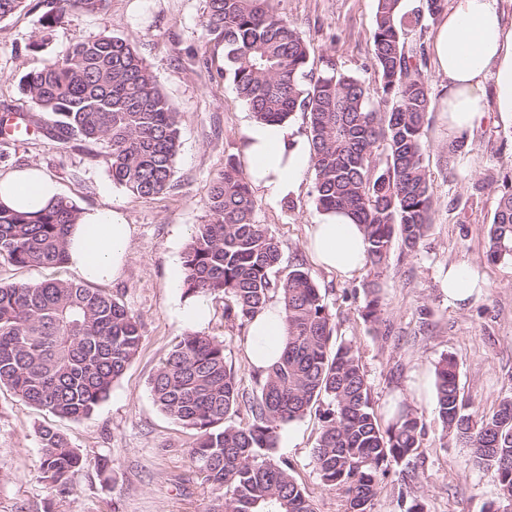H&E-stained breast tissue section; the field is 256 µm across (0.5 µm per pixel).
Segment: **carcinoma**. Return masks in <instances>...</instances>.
<instances>
[{
    "label": "carcinoma",
    "mask_w": 512,
    "mask_h": 512,
    "mask_svg": "<svg viewBox=\"0 0 512 512\" xmlns=\"http://www.w3.org/2000/svg\"><path fill=\"white\" fill-rule=\"evenodd\" d=\"M110 0H42L38 52L71 11L97 13ZM403 0H376L371 33L381 103L369 86L330 64L313 77L300 31L269 0H206L203 28L224 41L228 73L255 120L309 122L315 203L320 212L349 211L364 226L370 300L365 317L380 320L379 270L393 241L414 251L430 227L432 184L424 165L431 88L423 57L406 49ZM22 90L35 113L27 122L61 143L79 140L109 150L112 180L148 198L170 188L180 147V113L126 40L103 34L78 39L67 54L27 74ZM385 143V165L372 167ZM257 200L230 158L213 182L209 220L184 253V296L224 294V317L244 325L279 295L288 326L280 359L252 396L240 392L224 344L188 330L149 383L158 409L196 430L189 455L218 494L222 512H314L286 459L272 458L280 429L319 406L321 428L312 464L324 487L342 492L346 512H370L380 480L420 448L423 416L398 400L381 424L358 350L336 341L332 314L309 272L296 269L276 284L279 242L255 221ZM79 209L66 197L36 213L0 204V259L20 267L66 263L68 229ZM490 259L512 261V185L503 187L488 231ZM141 344L140 320L112 295L86 284L53 280L0 284V385L53 416L79 420L108 398ZM443 428L473 449L490 470L503 512L512 500V396L490 413L461 395L457 362L434 369ZM245 404V426L227 419ZM42 479L68 493L83 457L60 431L39 430Z\"/></svg>",
    "instance_id": "1"
}]
</instances>
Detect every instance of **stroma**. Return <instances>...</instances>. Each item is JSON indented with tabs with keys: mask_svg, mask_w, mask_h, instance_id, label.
I'll return each mask as SVG.
<instances>
[{
	"mask_svg": "<svg viewBox=\"0 0 512 512\" xmlns=\"http://www.w3.org/2000/svg\"><path fill=\"white\" fill-rule=\"evenodd\" d=\"M274 10L301 31L313 75L328 63L377 87L371 31L376 0H271ZM204 0H111L100 13L75 12L58 26L48 47L28 51L40 30L39 0L0 21V113L29 112L20 83L29 71L62 57L78 38L109 34L129 41L153 72L159 88L181 114L180 147L171 188L153 198L134 196L115 183L105 145L66 144L35 134L0 138V173L31 164L59 184L78 209L120 210L134 227L131 260L121 279L103 284L141 320L137 355L109 397L89 416L55 417L0 387V512H215L218 500L188 454L194 429L172 420L154 404L149 382L184 328L176 311L183 284L187 244L206 223L212 182L228 159L240 158L243 130L253 120L238 96L219 53L220 42L205 35ZM441 112L430 114L425 165L434 191L430 228L413 254L393 245L379 282L381 323L366 320L369 271L351 279L318 267L306 245L315 206L313 171L296 192L273 204L259 199L256 220L282 249L272 279L282 282L296 268L314 278L333 315L338 339L358 349L374 407L386 413L394 400H406L423 416L420 447L408 463L391 466L371 512H405L399 498L407 490L424 512H487L498 500L490 471L478 468L470 448L446 435L429 381L445 355L458 361L464 397L492 411L512 395V263L487 257V230L503 180L512 181V123L499 114L480 125L461 153L447 151ZM488 187L474 191L477 182ZM464 264L484 284L481 295L455 307L440 286L449 265ZM226 296L210 297L206 334L224 343L241 391L256 388L245 355L246 329L226 320ZM64 432L85 459L66 496L54 494L39 472L38 430ZM321 427L308 413L280 433L276 457L288 459L306 488L315 512H345L338 492L325 488L310 452Z\"/></svg>",
	"mask_w": 512,
	"mask_h": 512,
	"instance_id": "1",
	"label": "stroma"
}]
</instances>
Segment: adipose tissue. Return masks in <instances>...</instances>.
Masks as SVG:
<instances>
[{
	"label": "adipose tissue",
	"mask_w": 512,
	"mask_h": 512,
	"mask_svg": "<svg viewBox=\"0 0 512 512\" xmlns=\"http://www.w3.org/2000/svg\"><path fill=\"white\" fill-rule=\"evenodd\" d=\"M438 74L446 81L439 101L449 141L469 137L488 110L512 117V24L497 0H451L433 39ZM494 103H487V90ZM242 153L252 184L266 199H288L311 165L309 141L289 123L251 122L243 132ZM46 172L25 167L0 174V204L36 211L59 197ZM134 228L113 209L82 210L68 236V265L89 282L122 277L130 256ZM308 248L314 260L340 277L358 276L367 257L362 225L341 212L323 213L312 224ZM285 314L278 304L262 309L248 322L245 354L249 366L266 371L282 353Z\"/></svg>",
	"instance_id": "1"
}]
</instances>
